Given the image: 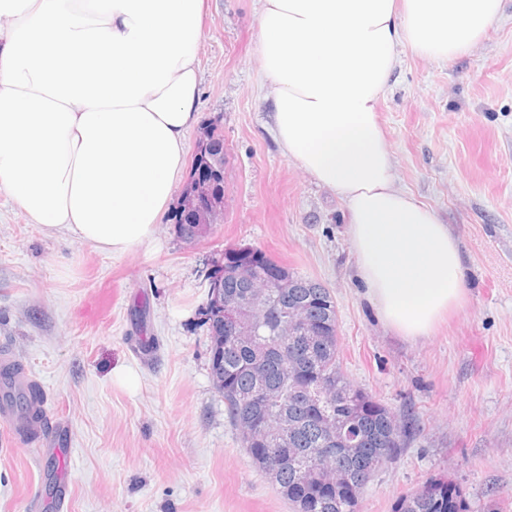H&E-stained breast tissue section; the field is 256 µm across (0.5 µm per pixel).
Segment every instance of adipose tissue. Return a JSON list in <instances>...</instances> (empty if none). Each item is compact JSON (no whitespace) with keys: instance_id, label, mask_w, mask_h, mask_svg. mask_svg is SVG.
<instances>
[{"instance_id":"ef3b65f1","label":"adipose tissue","mask_w":512,"mask_h":512,"mask_svg":"<svg viewBox=\"0 0 512 512\" xmlns=\"http://www.w3.org/2000/svg\"><path fill=\"white\" fill-rule=\"evenodd\" d=\"M204 0H0V193L47 232L121 255L150 244L198 122ZM502 0H262L278 141L345 201L358 275L400 336L466 296L457 237L395 184L376 112L410 46L468 53Z\"/></svg>"}]
</instances>
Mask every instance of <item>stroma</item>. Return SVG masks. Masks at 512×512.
Here are the masks:
<instances>
[{
    "instance_id": "35a3bbf8",
    "label": "stroma",
    "mask_w": 512,
    "mask_h": 512,
    "mask_svg": "<svg viewBox=\"0 0 512 512\" xmlns=\"http://www.w3.org/2000/svg\"><path fill=\"white\" fill-rule=\"evenodd\" d=\"M260 0H206L201 124L224 133V220L193 243L166 210L147 246L107 255L29 223L0 193V349L36 380L72 453L0 450V512L45 492L65 512H292L227 419L201 314L226 249L265 251L330 289L347 378L407 428L359 512L448 477L467 512H512V0L471 51L410 47L378 104L397 186L458 237L463 306L409 340L357 276L346 204L288 161L262 70Z\"/></svg>"
}]
</instances>
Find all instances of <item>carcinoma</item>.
Returning a JSON list of instances; mask_svg holds the SVG:
<instances>
[{"mask_svg":"<svg viewBox=\"0 0 512 512\" xmlns=\"http://www.w3.org/2000/svg\"><path fill=\"white\" fill-rule=\"evenodd\" d=\"M192 168L213 175V194L224 198V160L210 149L199 150ZM255 264V279L266 275L272 261L249 247L230 248L224 262L208 274V279L221 281L224 296L251 301L250 309L256 335L239 340L225 328L217 310L202 311L210 338V359L224 365V406L228 418L239 433L245 421L261 415L269 425V438L283 418L297 423L288 450L307 455L322 447L328 433L325 412L340 418L351 417L357 434L354 447L336 457L335 467L343 481L333 488L324 485L325 473L319 472L305 483L298 481L296 471L282 468L276 487L279 494L294 504L308 501V512H358L359 496L365 484L383 464L394 460L401 448V427L391 410L355 387L343 372L338 351V319L336 301L323 284L294 272L289 273L294 287L285 298L290 304L305 307L307 319L322 332L317 341L288 335L281 301L275 289L265 295L259 286L244 283L225 273L224 268L247 258ZM259 365L264 371L263 398L252 370ZM302 387L300 399L291 398L296 387ZM248 453L254 466L265 471L267 462L277 453V446H250ZM397 512H466L462 495L446 478L428 480L422 488L400 498Z\"/></svg>","mask_w":512,"mask_h":512,"instance_id":"carcinoma-1","label":"carcinoma"}]
</instances>
